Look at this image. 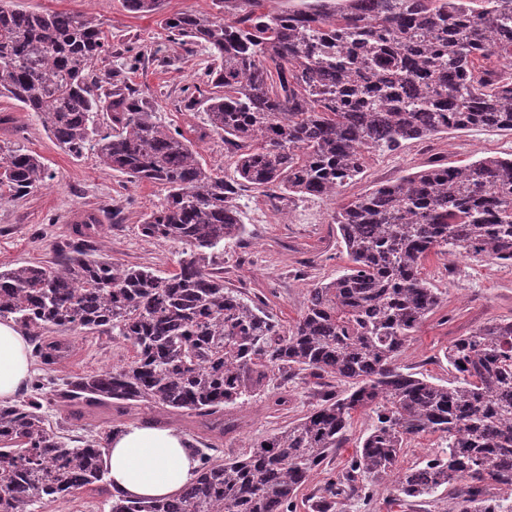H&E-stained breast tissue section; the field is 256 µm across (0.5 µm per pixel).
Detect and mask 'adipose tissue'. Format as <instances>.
Listing matches in <instances>:
<instances>
[{"mask_svg": "<svg viewBox=\"0 0 512 512\" xmlns=\"http://www.w3.org/2000/svg\"><path fill=\"white\" fill-rule=\"evenodd\" d=\"M30 345L9 319L0 320V404L13 402L28 385ZM106 477L117 498L164 499L196 476L198 460L184 438L169 428L129 426L103 456Z\"/></svg>", "mask_w": 512, "mask_h": 512, "instance_id": "adipose-tissue-1", "label": "adipose tissue"}]
</instances>
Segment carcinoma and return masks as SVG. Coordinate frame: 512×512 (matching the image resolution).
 Masks as SVG:
<instances>
[{
	"instance_id": "carcinoma-1",
	"label": "carcinoma",
	"mask_w": 512,
	"mask_h": 512,
	"mask_svg": "<svg viewBox=\"0 0 512 512\" xmlns=\"http://www.w3.org/2000/svg\"><path fill=\"white\" fill-rule=\"evenodd\" d=\"M264 0H213L218 13L176 12L171 41L207 48L214 65L202 86L207 129L224 134L237 179L213 176L194 142L162 124L138 91L109 74L92 89L91 67L111 54L102 24L74 11L23 12L0 0V97L15 100L60 149L101 163L167 194L141 235L179 243L176 269L161 276L81 239L100 231L99 211L72 228L50 264L0 270V319L38 339L34 355L57 363L65 346L50 332L106 334L131 344L130 361L103 374L52 384L0 405V512H42L88 486L107 491L108 431L72 435L45 407L133 406L205 419L236 431L229 411L288 368L350 386L253 445L244 458L189 446L197 477L161 500L108 498L109 512H294L292 496L346 440L355 414L373 417L361 448L328 479L312 512L366 494V482L395 476L406 499H426L465 482L459 512H512V320L493 322L446 350L447 385L402 371L397 359L440 294L421 276L432 254L512 264V154L467 166L435 164L380 183L340 206L337 224L349 266L307 291L287 328L264 306L224 287V243L245 233L235 205L247 189L273 207L292 196L334 197L361 173L364 154L397 150L450 130L512 132V0H303L300 10L260 11ZM157 13L162 0H124ZM109 112L110 125L96 123ZM51 179L44 160L0 145V199L21 198ZM437 434L445 446L422 466L397 470L405 441Z\"/></svg>"
}]
</instances>
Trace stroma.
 Listing matches in <instances>:
<instances>
[{"mask_svg":"<svg viewBox=\"0 0 512 512\" xmlns=\"http://www.w3.org/2000/svg\"><path fill=\"white\" fill-rule=\"evenodd\" d=\"M11 8L30 12L70 10L99 19L113 53L132 47L140 54L136 69L127 71L130 84L159 112L165 123L175 126L200 125L203 110L189 113L184 99L193 92L201 74L211 65L208 50L167 42L162 20L175 12L214 13L213 0H164L162 12L134 14L123 0H9ZM12 121L0 126V144L18 143L42 157L53 174L43 188L20 200L0 201V269L49 259L57 242L65 237L75 214L92 208L120 209L118 219L103 218V236L95 250L111 255L113 262L147 265L158 273L173 270L175 245L141 236L139 226L164 200L157 185L131 181L126 175L100 164L95 155L75 159L48 137L33 113L15 101L0 97V113ZM512 153V134L471 129L451 131L425 141L409 142L398 150L369 154L363 172L334 197L291 198L275 210L258 190L242 192L236 200L245 234L240 241L225 244L221 263L224 285L244 297H260L284 326L293 325L302 313L308 288L330 281L347 264L333 214L341 203L355 199L375 184L429 168L434 162L465 166L473 161ZM423 277L441 293L439 308L429 315L409 339L398 363L403 371L445 384L452 381L445 352L457 338L469 335L493 321L512 320V266L463 256H430ZM61 339L68 355L48 369V376L96 374L131 359L130 343L102 335L65 333ZM345 385L327 377L304 372L295 376L275 374L264 391L248 398L239 410L241 428L216 437L193 416L164 417L160 410L135 408L126 416L104 408L91 410L72 421L71 427L85 434L104 421L137 425L161 420L185 439L216 445L225 456L240 457L251 446L279 428L295 421L323 403L330 395H343ZM372 424L368 415L358 414L348 432V441L324 468L314 471L295 497V512H310L307 500L327 478L342 472L359 448ZM460 485L442 489L426 501H404L392 479L367 485L366 500L353 499L336 512H458L456 496Z\"/></svg>","mask_w":512,"mask_h":512,"instance_id":"1","label":"stroma"}]
</instances>
